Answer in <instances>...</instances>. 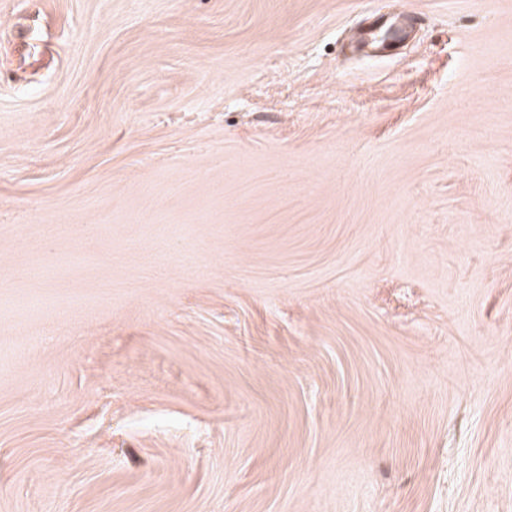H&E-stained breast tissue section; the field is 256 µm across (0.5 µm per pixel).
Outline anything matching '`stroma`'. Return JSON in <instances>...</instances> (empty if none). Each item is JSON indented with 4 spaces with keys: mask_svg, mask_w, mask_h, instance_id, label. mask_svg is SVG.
Segmentation results:
<instances>
[{
    "mask_svg": "<svg viewBox=\"0 0 512 512\" xmlns=\"http://www.w3.org/2000/svg\"><path fill=\"white\" fill-rule=\"evenodd\" d=\"M1 342L0 512H512V0H0Z\"/></svg>",
    "mask_w": 512,
    "mask_h": 512,
    "instance_id": "1",
    "label": "stroma"
}]
</instances>
